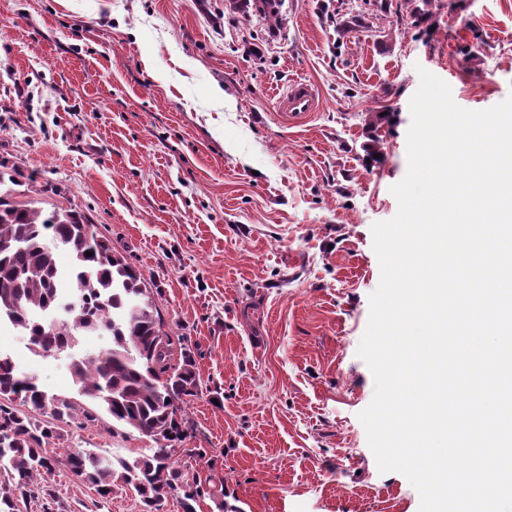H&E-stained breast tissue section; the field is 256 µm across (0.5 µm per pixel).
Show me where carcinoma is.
Segmentation results:
<instances>
[{
	"label": "carcinoma",
	"mask_w": 512,
	"mask_h": 512,
	"mask_svg": "<svg viewBox=\"0 0 512 512\" xmlns=\"http://www.w3.org/2000/svg\"><path fill=\"white\" fill-rule=\"evenodd\" d=\"M276 6V0H241L243 9L267 21L276 19ZM365 122L375 131L393 124L394 112H369ZM60 247L71 256L66 268L57 263ZM64 281L74 287L71 301L62 294ZM4 323L28 336L33 352L65 358L83 397L154 446L116 461L92 448L58 456L50 444L62 436L34 421L32 413L88 421L93 414L66 397L47 395L0 355V512H20L30 486L59 464L102 497L119 488L131 491L142 512H160L179 487L182 512H196L206 495L224 510V481H203L176 467L177 454L195 461L207 455L204 448L182 447L191 429L186 407L201 392L194 356L185 344L174 346L141 273L86 215L72 207L44 211L0 192ZM95 335L109 336L111 346L97 353L80 350L82 339ZM17 400L30 412L13 407Z\"/></svg>",
	"instance_id": "obj_1"
}]
</instances>
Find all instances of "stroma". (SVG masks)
<instances>
[{"label": "stroma", "instance_id": "stroma-1", "mask_svg": "<svg viewBox=\"0 0 512 512\" xmlns=\"http://www.w3.org/2000/svg\"><path fill=\"white\" fill-rule=\"evenodd\" d=\"M390 3L401 24L371 8L343 31L346 0H281L274 29L229 0H0V165L140 270L202 379L186 445L207 459L179 465L223 480L240 512H419L358 418L375 392L357 354L381 275L372 226L398 211L418 68L467 110L512 95V0H430L422 25ZM296 78L322 106L289 125L277 99ZM384 106L398 121L370 162L362 115ZM0 351L74 397L64 361L18 331L0 329ZM57 428L69 452L152 445L103 414ZM45 484L62 512H141L62 467Z\"/></svg>", "mask_w": 512, "mask_h": 512}]
</instances>
